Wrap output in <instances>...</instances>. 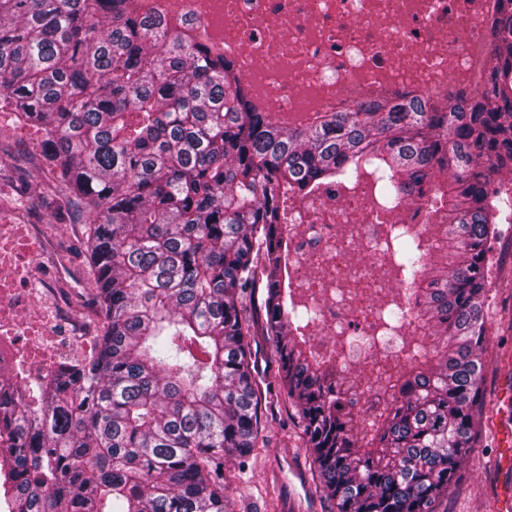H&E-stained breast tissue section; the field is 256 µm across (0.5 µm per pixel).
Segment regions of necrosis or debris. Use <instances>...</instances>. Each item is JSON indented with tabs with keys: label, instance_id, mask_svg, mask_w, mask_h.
I'll use <instances>...</instances> for the list:
<instances>
[{
	"label": "necrosis or debris",
	"instance_id": "obj_1",
	"mask_svg": "<svg viewBox=\"0 0 512 512\" xmlns=\"http://www.w3.org/2000/svg\"><path fill=\"white\" fill-rule=\"evenodd\" d=\"M179 15L205 38L224 33V55L271 110L322 112L410 92L481 83L487 27L500 0H146ZM293 285L316 286L322 322L333 335L363 326V312L336 291L352 283L388 286L373 252L387 224L420 228L425 207L407 202L379 214L372 182L332 185L288 214ZM41 225L0 223V338L16 342L22 373L37 376L92 327L76 316L78 287Z\"/></svg>",
	"mask_w": 512,
	"mask_h": 512
}]
</instances>
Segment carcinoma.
I'll return each instance as SVG.
<instances>
[{
  "mask_svg": "<svg viewBox=\"0 0 512 512\" xmlns=\"http://www.w3.org/2000/svg\"><path fill=\"white\" fill-rule=\"evenodd\" d=\"M470 93L283 124L224 55L137 0H0V115L43 134L52 196L87 224L89 355L32 385L0 353L12 512H229L226 463L259 448L264 336L336 512H437L489 419L490 242L512 224V0ZM369 176L398 282L322 354L291 288L288 208ZM403 361L389 370L387 343ZM363 351L369 374L342 355Z\"/></svg>",
  "mask_w": 512,
  "mask_h": 512,
  "instance_id": "1",
  "label": "carcinoma"
}]
</instances>
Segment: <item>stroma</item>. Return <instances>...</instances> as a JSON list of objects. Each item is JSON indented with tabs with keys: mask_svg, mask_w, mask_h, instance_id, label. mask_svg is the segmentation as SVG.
<instances>
[{
	"mask_svg": "<svg viewBox=\"0 0 512 512\" xmlns=\"http://www.w3.org/2000/svg\"><path fill=\"white\" fill-rule=\"evenodd\" d=\"M40 138L35 128L13 126L0 118V196L24 200L31 223L49 231L55 247L86 287L90 269L85 259V228L76 217L56 223L52 208L44 204L50 178L39 158ZM491 255L487 311L493 333L485 353V378L494 411L479 447L460 472L453 496L440 505V512H487L500 490L512 486V467L495 462L512 435V399L505 396L506 387H512V331L500 328L512 318V228L493 244ZM270 350L263 337H256L252 344L255 376L270 387L261 429L267 446L247 462L230 486L232 512H333L304 446L302 423L278 381L276 364L268 360Z\"/></svg>",
	"mask_w": 512,
	"mask_h": 512,
	"instance_id": "stroma-1",
	"label": "stroma"
}]
</instances>
